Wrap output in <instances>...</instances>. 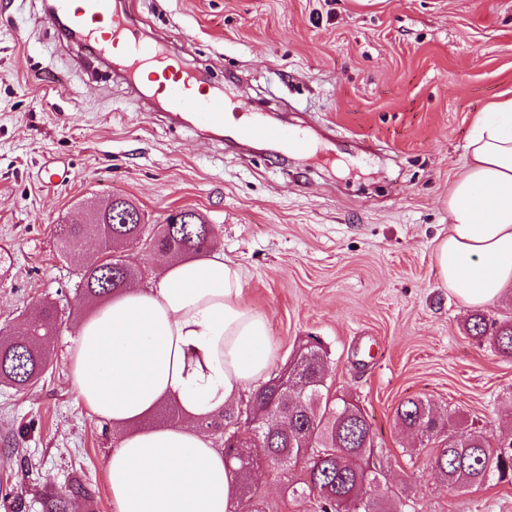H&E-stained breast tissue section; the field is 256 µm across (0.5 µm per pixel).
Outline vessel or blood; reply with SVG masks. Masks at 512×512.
Masks as SVG:
<instances>
[{"instance_id": "obj_1", "label": "vessel or blood", "mask_w": 512, "mask_h": 512, "mask_svg": "<svg viewBox=\"0 0 512 512\" xmlns=\"http://www.w3.org/2000/svg\"><path fill=\"white\" fill-rule=\"evenodd\" d=\"M45 20L75 45L88 70L111 63L121 67L130 81L144 70H160L162 79L146 87V94L172 114L186 113L210 130L216 141L224 137L247 143L284 147L287 152L311 154V139L304 134L284 137L279 127L253 114L232 129H225L224 94L206 87L198 74L186 69L166 45L141 37L131 0H51Z\"/></svg>"}]
</instances>
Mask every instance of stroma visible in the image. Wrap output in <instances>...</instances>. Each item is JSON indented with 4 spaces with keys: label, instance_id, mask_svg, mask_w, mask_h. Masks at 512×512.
<instances>
[{
    "label": "stroma",
    "instance_id": "obj_1",
    "mask_svg": "<svg viewBox=\"0 0 512 512\" xmlns=\"http://www.w3.org/2000/svg\"><path fill=\"white\" fill-rule=\"evenodd\" d=\"M48 0H0V332L43 301L71 315L48 374L27 393L0 386V498L39 512L44 487L81 481L112 512L104 467L120 441L71 385L67 349L84 308L75 272L96 252L57 254V228L111 196L145 223L194 209L244 273V301L269 321L278 373L308 337L333 396L375 430L386 495L409 512H512V485L451 489L394 420L407 398L512 433V359L465 334L475 312L512 317V292L481 310L441 286L434 238L466 163L474 118L512 99V0H134L146 36L286 134L308 156L233 149L146 111L110 70L86 72L46 24ZM64 178L48 183L46 168ZM303 466L266 467L260 512H314L284 494Z\"/></svg>",
    "mask_w": 512,
    "mask_h": 512
}]
</instances>
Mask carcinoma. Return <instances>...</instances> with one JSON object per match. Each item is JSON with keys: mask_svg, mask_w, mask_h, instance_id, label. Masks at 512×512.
I'll return each mask as SVG.
<instances>
[{"mask_svg": "<svg viewBox=\"0 0 512 512\" xmlns=\"http://www.w3.org/2000/svg\"><path fill=\"white\" fill-rule=\"evenodd\" d=\"M133 213L137 206L113 197L92 211H80L59 225L58 251L66 257L86 240L101 242L99 251L76 273V288L88 306L132 287L142 271L112 253L127 245L160 250L179 261L203 252L215 235L210 224H111L113 205ZM64 322L56 303L47 301L26 318L22 332L0 336V383L17 392L38 384L53 365L52 343ZM466 333L500 356L512 358V319L498 321L477 313ZM327 355L317 340L301 345L288 365L257 388L245 407H232L200 420L222 433L224 458L243 472L277 463L286 469L304 462L305 477L286 490L308 495L318 512H405L398 500L387 503L371 494L380 472L366 461L374 454L371 419L357 403L331 398L326 383ZM395 423L426 445L429 459L448 487H480L490 481L512 484V439L492 444L486 433L469 426L456 430L434 417L429 402L407 398L395 409ZM90 498L79 481L63 493L50 492L42 512H72Z\"/></svg>", "mask_w": 512, "mask_h": 512, "instance_id": "1", "label": "carcinoma"}]
</instances>
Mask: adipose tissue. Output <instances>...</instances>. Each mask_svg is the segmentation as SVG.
Listing matches in <instances>:
<instances>
[{
    "label": "adipose tissue",
    "mask_w": 512,
    "mask_h": 512,
    "mask_svg": "<svg viewBox=\"0 0 512 512\" xmlns=\"http://www.w3.org/2000/svg\"><path fill=\"white\" fill-rule=\"evenodd\" d=\"M466 150L433 263L443 287L481 307L512 287V100L477 113ZM244 285L239 266L211 249L79 323L73 389L121 437L105 463L113 512H233L243 477L198 422L271 363L268 320L245 305ZM164 402L179 407V421L151 423Z\"/></svg>",
    "instance_id": "adipose-tissue-1"
}]
</instances>
